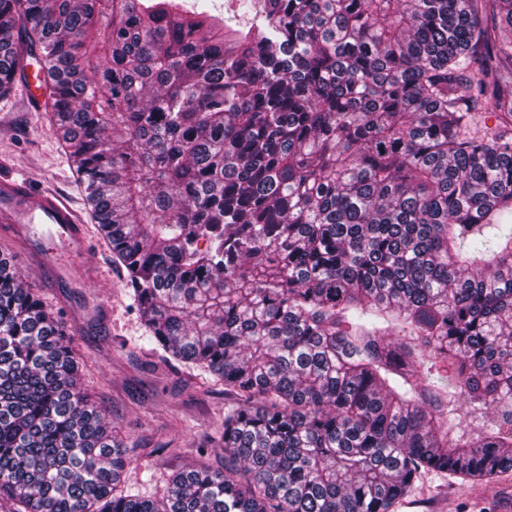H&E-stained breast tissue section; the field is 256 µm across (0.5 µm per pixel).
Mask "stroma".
Segmentation results:
<instances>
[{
	"label": "stroma",
	"instance_id": "obj_1",
	"mask_svg": "<svg viewBox=\"0 0 512 512\" xmlns=\"http://www.w3.org/2000/svg\"><path fill=\"white\" fill-rule=\"evenodd\" d=\"M16 179L86 207L66 150L44 112L26 103L19 83L0 97V181ZM85 233L78 262L92 269L88 278L72 267L41 262V255L63 248L64 232L53 224H27L22 237L0 233V250L14 254L72 333L85 385L129 447L126 490L157 495L173 472L201 463L223 466V449L208 445L207 437L224 419V386L203 369L160 363L145 339L123 268L94 222H86ZM395 512H512V472L489 482L422 474Z\"/></svg>",
	"mask_w": 512,
	"mask_h": 512
}]
</instances>
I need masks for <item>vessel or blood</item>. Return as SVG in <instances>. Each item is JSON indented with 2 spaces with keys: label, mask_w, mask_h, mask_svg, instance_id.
Returning a JSON list of instances; mask_svg holds the SVG:
<instances>
[{
  "label": "vessel or blood",
  "mask_w": 512,
  "mask_h": 512,
  "mask_svg": "<svg viewBox=\"0 0 512 512\" xmlns=\"http://www.w3.org/2000/svg\"><path fill=\"white\" fill-rule=\"evenodd\" d=\"M0 209L12 213L14 222L40 220L59 225L66 233L72 254H79L85 238L83 217L61 195L44 190L33 191L27 181L9 180L0 183Z\"/></svg>",
  "instance_id": "obj_1"
}]
</instances>
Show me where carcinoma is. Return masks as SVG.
Wrapping results in <instances>:
<instances>
[{
    "label": "carcinoma",
    "instance_id": "obj_1",
    "mask_svg": "<svg viewBox=\"0 0 512 512\" xmlns=\"http://www.w3.org/2000/svg\"><path fill=\"white\" fill-rule=\"evenodd\" d=\"M236 2L243 29L0 0V96L36 58L147 341L229 395L224 469L121 489L65 324L0 253L16 512H393L423 469L512 471V0Z\"/></svg>",
    "mask_w": 512,
    "mask_h": 512
}]
</instances>
